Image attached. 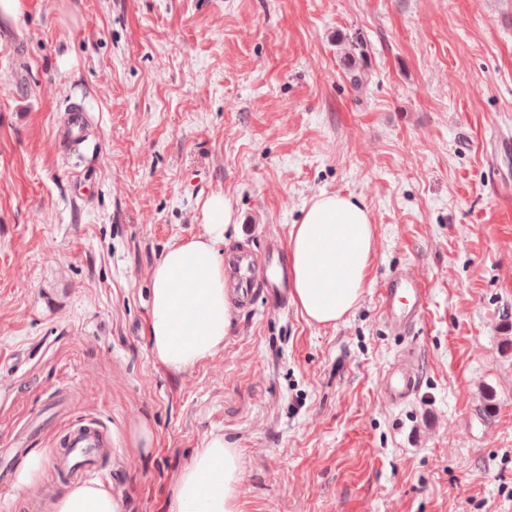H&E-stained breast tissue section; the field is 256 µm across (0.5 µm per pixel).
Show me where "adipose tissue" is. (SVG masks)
<instances>
[{"label":"adipose tissue","mask_w":512,"mask_h":512,"mask_svg":"<svg viewBox=\"0 0 512 512\" xmlns=\"http://www.w3.org/2000/svg\"><path fill=\"white\" fill-rule=\"evenodd\" d=\"M204 231L170 246L155 264L146 323L153 357L173 372L193 368L223 348L232 327L220 247L236 229L231 201L215 194L202 206ZM286 250L294 301L308 322L329 325L358 305L374 250L370 212L361 200L322 194L291 225ZM241 464L237 450L215 434L197 449L173 482L168 512H238ZM51 512H121L112 489L75 483Z\"/></svg>","instance_id":"adipose-tissue-1"}]
</instances>
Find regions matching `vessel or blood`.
Segmentation results:
<instances>
[{
  "label": "vessel or blood",
  "mask_w": 512,
  "mask_h": 512,
  "mask_svg": "<svg viewBox=\"0 0 512 512\" xmlns=\"http://www.w3.org/2000/svg\"><path fill=\"white\" fill-rule=\"evenodd\" d=\"M282 245L278 239L266 241L262 253L242 248L224 257V281L244 304H251L260 289L286 298L289 291L288 270L280 260ZM425 282L416 275L395 270L384 281L379 301L386 322L410 333L427 308ZM419 379L414 369L390 370L383 390L388 399L398 402L414 394ZM112 453V434L97 419L85 417L68 422L59 438L55 452L58 472L66 481L83 480L97 470L104 457Z\"/></svg>",
  "instance_id": "obj_1"
}]
</instances>
